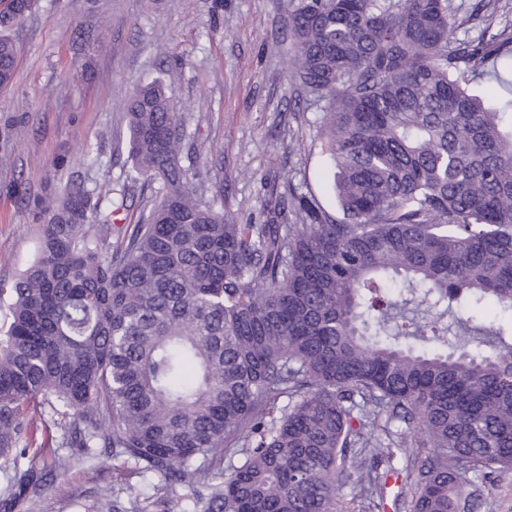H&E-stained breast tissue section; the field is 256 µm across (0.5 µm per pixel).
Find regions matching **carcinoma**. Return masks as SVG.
Here are the masks:
<instances>
[{
	"instance_id": "obj_1",
	"label": "carcinoma",
	"mask_w": 512,
	"mask_h": 512,
	"mask_svg": "<svg viewBox=\"0 0 512 512\" xmlns=\"http://www.w3.org/2000/svg\"><path fill=\"white\" fill-rule=\"evenodd\" d=\"M20 18L0 10L1 87ZM285 25L325 102L338 214L286 174L295 223L284 199L266 224L234 223L181 165L169 87L141 82L120 104L121 189L158 180L157 202L130 227L91 190L45 201L32 263L0 283L3 507L42 489L23 444L35 401L70 417L84 459L158 478L153 505L181 486L206 512H344L355 473L352 512H382L399 476L397 512H476L477 482L512 478V100L467 89L490 55L505 85L512 49L459 36L449 0H299ZM361 404L407 429L364 431Z\"/></svg>"
}]
</instances>
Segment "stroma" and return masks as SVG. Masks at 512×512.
I'll use <instances>...</instances> for the list:
<instances>
[{
	"instance_id": "1",
	"label": "stroma",
	"mask_w": 512,
	"mask_h": 512,
	"mask_svg": "<svg viewBox=\"0 0 512 512\" xmlns=\"http://www.w3.org/2000/svg\"><path fill=\"white\" fill-rule=\"evenodd\" d=\"M298 0H34L9 35L18 55L13 82L0 87V281L32 261L44 217L40 199L69 187L94 191L123 224L149 211L156 186L110 190L99 165L121 180L127 135L117 108L146 78L162 77L171 108L190 135L182 165L207 200L235 223L264 224L280 174L335 211L327 156L314 124L321 104L292 76L284 25ZM109 26H102V19ZM24 442L46 471L39 498L13 512H88L98 500L128 503L151 479L100 457L59 446L61 417L26 409ZM70 458L63 477L52 467Z\"/></svg>"
}]
</instances>
